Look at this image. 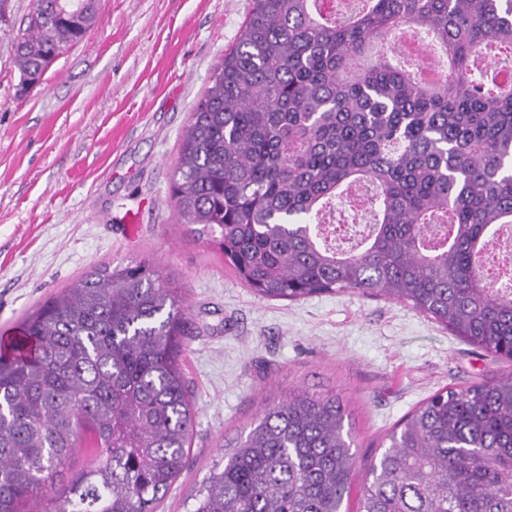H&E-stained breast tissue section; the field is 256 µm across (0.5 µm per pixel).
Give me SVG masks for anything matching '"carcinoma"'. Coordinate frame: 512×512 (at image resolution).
Listing matches in <instances>:
<instances>
[{"label":"carcinoma","instance_id":"obj_1","mask_svg":"<svg viewBox=\"0 0 512 512\" xmlns=\"http://www.w3.org/2000/svg\"><path fill=\"white\" fill-rule=\"evenodd\" d=\"M251 0L184 130L175 214L267 300L351 290L410 305L512 360V267L485 256L512 224V0ZM96 0H35L13 45L21 84L97 22ZM424 30L444 80L390 42ZM374 213L350 249L323 227L340 195ZM180 289L144 261L80 277L0 353V512H157L194 413ZM334 392L291 388L237 439L191 512H341L356 453ZM358 512H512V375L447 387L406 416ZM92 444L95 462L68 480Z\"/></svg>","mask_w":512,"mask_h":512}]
</instances>
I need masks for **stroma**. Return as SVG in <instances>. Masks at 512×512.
Masks as SVG:
<instances>
[{
  "mask_svg": "<svg viewBox=\"0 0 512 512\" xmlns=\"http://www.w3.org/2000/svg\"><path fill=\"white\" fill-rule=\"evenodd\" d=\"M10 7L0 22V344L99 266L145 258L185 293L194 427L159 512H189L226 443L293 387L347 404L357 464L342 508L357 512L367 467L406 414L443 388L512 375V360L483 356L393 300L258 297L179 226L182 135L250 0H97V22L31 87L12 46L33 0Z\"/></svg>",
  "mask_w": 512,
  "mask_h": 512,
  "instance_id": "35a3bbf8",
  "label": "stroma"
}]
</instances>
